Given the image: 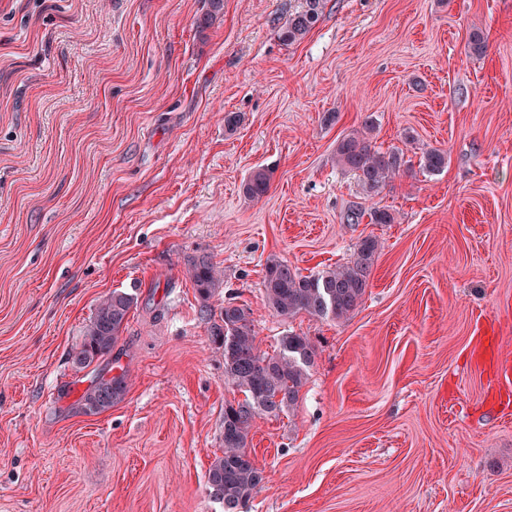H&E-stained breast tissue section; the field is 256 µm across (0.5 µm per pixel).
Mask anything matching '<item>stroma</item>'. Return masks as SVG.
<instances>
[{
	"instance_id": "obj_1",
	"label": "stroma",
	"mask_w": 512,
	"mask_h": 512,
	"mask_svg": "<svg viewBox=\"0 0 512 512\" xmlns=\"http://www.w3.org/2000/svg\"><path fill=\"white\" fill-rule=\"evenodd\" d=\"M304 5L224 0L201 32L206 0H0V512H224L207 472L242 395L186 274L200 253L213 310L249 308L261 351L317 347L296 409L250 433V512H512V0H326L284 41ZM368 117L408 163L373 197L336 163ZM353 205L395 221L345 223ZM365 237L348 319L267 307L268 259L309 275ZM115 290L138 302L78 369ZM121 370L122 400L80 413ZM325 0H306V8L292 15L282 33L284 40L302 39L317 23ZM271 172L266 168H258L252 172L244 186L248 198L259 199L263 197L270 188ZM135 297L122 291L104 296L86 326L82 340L74 351L73 363L85 369L96 360L109 356L116 346ZM128 390L125 372L105 378L98 377L78 400L79 411L84 414H99L112 408Z\"/></svg>"
}]
</instances>
